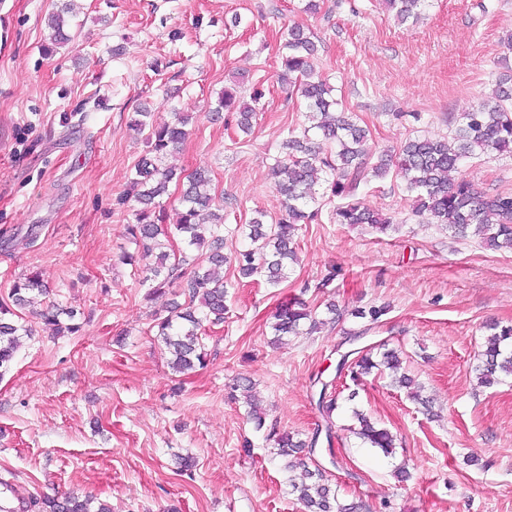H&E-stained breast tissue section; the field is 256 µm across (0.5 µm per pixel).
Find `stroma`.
Returning a JSON list of instances; mask_svg holds the SVG:
<instances>
[{
	"label": "stroma",
	"instance_id": "obj_1",
	"mask_svg": "<svg viewBox=\"0 0 512 512\" xmlns=\"http://www.w3.org/2000/svg\"><path fill=\"white\" fill-rule=\"evenodd\" d=\"M74 2L69 44L51 46L47 18ZM0 0V303L39 275L45 293L17 309L32 335L0 377V481L14 502L69 492L112 512H306L265 432L231 399L250 378L267 425L310 440L333 384L332 482L366 512H512V383L478 387L486 323L512 325V251L456 237L412 211L395 174L362 181L360 198L391 217L379 232L339 224L338 197L298 231L300 261L274 288L228 285L223 324L206 329L207 367L172 375L155 338L165 298L148 296L144 259L125 235L135 220L129 179L146 153L131 127L190 116L169 156L183 174L207 171L224 206V253L249 247L240 229L274 222L283 198L270 172L289 131L308 126L303 100L281 85V33L298 24L318 47L316 73L369 135L370 159L410 137L453 134L502 73L512 0H432L400 23L384 0ZM263 97L250 133L213 121L226 88ZM463 177L485 193L512 192V154L467 158ZM135 255L125 263V255ZM301 300L323 324L272 343L273 314ZM342 314L329 324L326 306ZM74 310L80 330L51 337L33 311ZM387 305L374 328L352 317ZM365 330L403 352L435 400L424 414L389 374L362 383L336 372ZM361 411L396 438L392 455L351 432ZM192 457L191 472L176 461ZM407 467L410 477L398 481Z\"/></svg>",
	"mask_w": 512,
	"mask_h": 512
}]
</instances>
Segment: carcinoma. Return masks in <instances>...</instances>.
Here are the masks:
<instances>
[{
	"label": "carcinoma",
	"mask_w": 512,
	"mask_h": 512,
	"mask_svg": "<svg viewBox=\"0 0 512 512\" xmlns=\"http://www.w3.org/2000/svg\"><path fill=\"white\" fill-rule=\"evenodd\" d=\"M429 0H387L396 18L405 22L417 19ZM64 14L57 13L49 19L54 41L64 44L70 40L65 31ZM285 55L282 57L281 80L293 87L305 99L310 110L312 124L304 129L300 137L290 136L282 144L283 158L271 168L277 178L276 185L284 196V213L272 224L262 217L253 218L249 225L252 247L235 254L234 261L239 276L249 278L255 274L265 277L271 286L279 285L285 278L288 265L297 260L294 237L301 224L316 220L319 208L315 186L326 184L334 196L346 202L336 208L338 224H369L380 231L390 226V220L369 207L357 197L360 181L367 174L386 175L391 167L404 183L411 196L413 210L418 215H427L434 224H441L456 235L467 233L479 237L487 246L512 249V192L484 194L476 190L466 179L459 176L463 159L477 152L512 153V70L498 77L491 91L470 111L460 115L451 139L414 137L404 142L393 154H384L371 165L362 148L366 130L359 126L348 112L337 111L338 102L332 96V88L315 77L311 59L317 51L313 35L300 26L288 29L284 39ZM234 112L238 128L246 132L251 128L255 109L237 100L234 92L226 89L219 98L216 112ZM189 118L179 115L173 122L156 123L151 113L137 112L133 125L146 133L148 152L135 166L130 178L127 195L141 204L135 213V223L126 225V233L142 246L146 256L160 246L158 237L165 233L158 224L156 199L166 193L168 183L175 176V168L162 166V159L170 149L182 143L187 136ZM174 229L183 236L187 246L206 248V266L194 270L186 280L184 294L188 300L184 305H175L172 314L158 319L157 336L170 354L169 365L176 373H185L204 368L208 352L200 336L203 323H224L226 313L224 284V214L215 205L210 193L209 179L196 173L188 180L183 194V206L177 213ZM168 255L159 253L157 261L147 267L146 280L154 283L153 293L161 294L172 280L182 277L179 266L166 264ZM44 292L40 280L34 276L17 282L12 290L14 305L22 306L26 294ZM74 318L73 312H64L54 305L40 314L42 323L55 334L63 331L74 333L78 327L63 325L62 314ZM12 310L0 304V375L7 372L21 346L22 336L29 330L21 329L11 320ZM273 324L276 341L286 336L302 333L301 323L309 321L307 331L312 333L325 324L317 320L300 303H285L274 314ZM481 362L475 368L477 385L489 388L512 377V327L487 325ZM402 360L396 349L386 344L368 345L358 349L351 363L354 381L370 374L375 369L385 368L394 375L393 382L406 389L412 400L428 407L429 400L422 396L423 386L413 377L399 373ZM252 382L239 378L232 391H241L248 407V420L260 430L265 425L264 412L251 396ZM338 397L320 392L318 405L325 422L327 441H332L331 418L338 408ZM354 415L359 427L354 434L369 448H377L385 455L393 453L394 435L378 422L358 411ZM277 455L294 457L310 448L315 451L319 435L311 442L295 438V435L272 432ZM302 466L300 480H288L291 492L298 496L308 512H360L362 505L338 503L336 489L320 465ZM22 512H111L101 504L91 510V502L77 494L32 498L22 506Z\"/></svg>",
	"instance_id": "obj_1"
}]
</instances>
